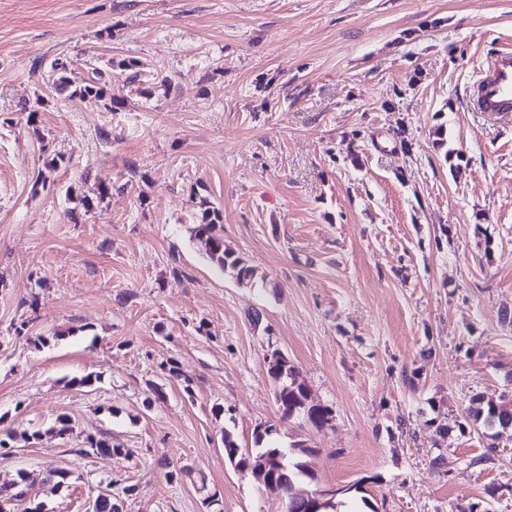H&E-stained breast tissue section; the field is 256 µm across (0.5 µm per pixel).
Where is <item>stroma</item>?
I'll return each mask as SVG.
<instances>
[{
    "label": "stroma",
    "mask_w": 512,
    "mask_h": 512,
    "mask_svg": "<svg viewBox=\"0 0 512 512\" xmlns=\"http://www.w3.org/2000/svg\"><path fill=\"white\" fill-rule=\"evenodd\" d=\"M507 43L512 0H0V484L284 512L224 457L262 426L352 512H512V428L466 420L512 399V118L467 102ZM276 352L328 424L281 420ZM213 216V218H212ZM219 214L215 211L204 210L202 214V222L199 224L196 236L203 246L205 253L211 260V262L224 272V269L230 268L236 276V279L240 282L241 273L246 270L248 278V284L255 278V270L249 266L240 257H232L231 254L224 250L223 238L216 234L217 221L219 220Z\"/></svg>",
    "instance_id": "35a3bbf8"
}]
</instances>
